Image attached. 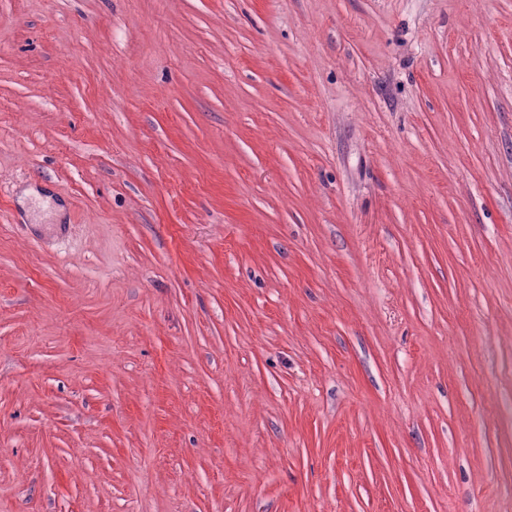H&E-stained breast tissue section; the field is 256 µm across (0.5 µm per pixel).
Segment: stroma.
Returning a JSON list of instances; mask_svg holds the SVG:
<instances>
[{
	"mask_svg": "<svg viewBox=\"0 0 512 512\" xmlns=\"http://www.w3.org/2000/svg\"><path fill=\"white\" fill-rule=\"evenodd\" d=\"M0 512H512V0H0Z\"/></svg>",
	"mask_w": 512,
	"mask_h": 512,
	"instance_id": "stroma-1",
	"label": "stroma"
}]
</instances>
